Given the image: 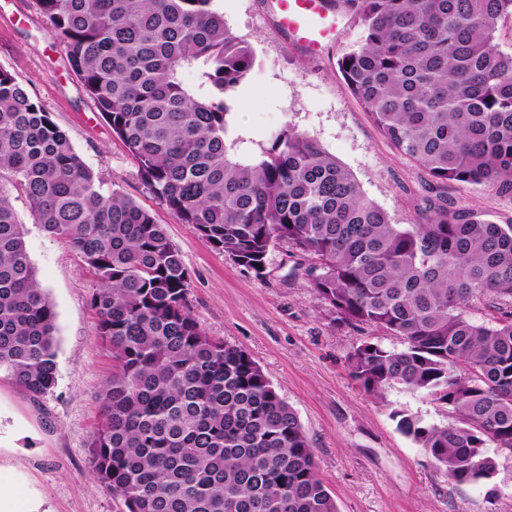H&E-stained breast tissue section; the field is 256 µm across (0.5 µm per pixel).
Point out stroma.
Here are the masks:
<instances>
[{"mask_svg": "<svg viewBox=\"0 0 512 512\" xmlns=\"http://www.w3.org/2000/svg\"><path fill=\"white\" fill-rule=\"evenodd\" d=\"M216 6L255 55L228 115L238 156L261 155L272 132L287 125L335 157L390 223H418L438 205L429 174L381 134L338 69L342 55L361 47L360 25L348 23L312 56L275 33L264 0H217ZM0 66L68 133L103 178L105 192L132 197L165 226L191 275L193 316L209 336L247 351L296 411L339 512H512V453L489 450L497 463L496 495L453 486L391 417L406 409L445 425L452 421L447 408L401 385L376 398L352 379L347 357L354 347L369 341L397 349L401 342L367 325L331 326L326 304L301 272L309 258L278 244L258 276L178 223L142 184L135 161L69 73L34 0H0ZM448 195L485 218L512 224V198L493 184L459 185ZM13 204L26 222L36 277L57 314V382L34 400L0 378V467L13 470L18 492L35 501L38 512H121L122 502L93 482L86 447L101 420L97 396L115 369L90 305L94 282L71 247L30 223L25 197Z\"/></svg>", "mask_w": 512, "mask_h": 512, "instance_id": "1", "label": "stroma"}]
</instances>
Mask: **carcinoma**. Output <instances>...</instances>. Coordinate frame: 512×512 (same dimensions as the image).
<instances>
[{
    "mask_svg": "<svg viewBox=\"0 0 512 512\" xmlns=\"http://www.w3.org/2000/svg\"><path fill=\"white\" fill-rule=\"evenodd\" d=\"M215 0H35L71 71L145 187L237 265L261 274L284 242L330 322L402 339L349 354L367 393L422 392L456 423L395 410L398 430L456 487H487L488 444L512 451V224L447 201L392 224L317 142L284 126L236 158L228 106L255 56ZM363 29L338 60L374 124L436 186L512 196V0H333ZM196 73L197 84L185 80ZM93 275L90 303L115 371L89 437L94 481L126 512H338L295 410L246 351L206 334L163 225L102 179L16 75L0 67V375L32 397L56 384V311L35 278L12 194Z\"/></svg>",
    "mask_w": 512,
    "mask_h": 512,
    "instance_id": "cac0c4a2",
    "label": "carcinoma"
}]
</instances>
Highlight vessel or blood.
Returning a JSON list of instances; mask_svg holds the SVG:
<instances>
[{"mask_svg":"<svg viewBox=\"0 0 512 512\" xmlns=\"http://www.w3.org/2000/svg\"><path fill=\"white\" fill-rule=\"evenodd\" d=\"M275 31L310 55H318L326 41L341 33L340 20L327 0H267Z\"/></svg>","mask_w":512,"mask_h":512,"instance_id":"b4317fda","label":"vessel or blood"}]
</instances>
